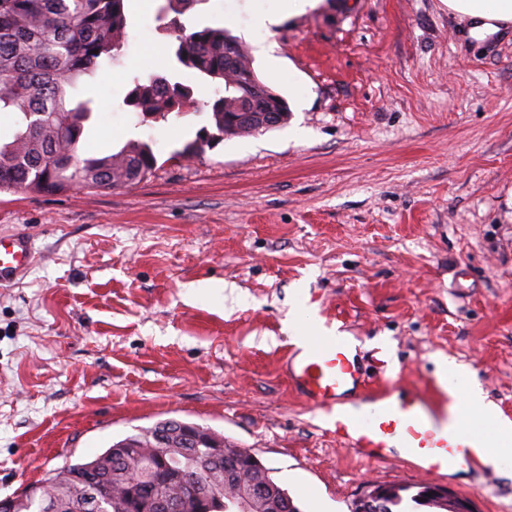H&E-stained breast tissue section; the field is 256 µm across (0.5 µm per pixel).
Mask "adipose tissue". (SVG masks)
I'll list each match as a JSON object with an SVG mask.
<instances>
[{
  "mask_svg": "<svg viewBox=\"0 0 512 512\" xmlns=\"http://www.w3.org/2000/svg\"><path fill=\"white\" fill-rule=\"evenodd\" d=\"M449 10L468 22L470 37L479 39L512 25V0H444ZM442 381L452 403L474 437L475 451L484 463L499 465L512 459V420L497 415L467 367L449 363Z\"/></svg>",
  "mask_w": 512,
  "mask_h": 512,
  "instance_id": "obj_1",
  "label": "adipose tissue"
}]
</instances>
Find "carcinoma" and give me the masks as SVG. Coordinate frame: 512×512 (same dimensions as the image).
<instances>
[{"instance_id": "carcinoma-1", "label": "carcinoma", "mask_w": 512, "mask_h": 512, "mask_svg": "<svg viewBox=\"0 0 512 512\" xmlns=\"http://www.w3.org/2000/svg\"><path fill=\"white\" fill-rule=\"evenodd\" d=\"M128 0H0V112L15 115L16 129L0 140V191L37 194L84 189H118L141 181L154 171L158 158L152 144L128 140L116 152L102 157L79 158L81 138L94 112L93 101L77 100L74 91L84 76L116 63L128 48ZM167 29L174 38L172 71L143 80L137 76L123 104L143 121H164L172 114L202 106L192 85L182 79L186 68L196 76L218 82L211 105L216 132L203 127L173 156L191 160L214 141L255 134L252 127H224V114L240 111L243 84L255 73L246 46L221 27L187 30L171 20ZM289 111L286 99L275 90L256 96L254 121L266 112ZM178 420H166L136 435L115 442L94 459L67 463L40 482L43 500L56 504L54 512H136L150 493L148 471L162 494L172 499L200 494L229 497L234 489L248 487L262 476L274 494L254 501L253 512H276L284 489L253 453L244 451L236 468L226 470L224 460L201 451L196 460L181 464V448H134L115 454L129 441L144 442L151 432ZM386 496L381 512H401L405 501L413 508H438L443 503L428 496V486L405 497L409 488L382 487Z\"/></svg>"}]
</instances>
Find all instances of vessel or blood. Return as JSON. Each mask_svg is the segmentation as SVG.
Returning a JSON list of instances; mask_svg holds the SVG:
<instances>
[{"mask_svg": "<svg viewBox=\"0 0 512 512\" xmlns=\"http://www.w3.org/2000/svg\"><path fill=\"white\" fill-rule=\"evenodd\" d=\"M29 237L0 236V284L22 275L33 261ZM296 391L315 409L329 416L336 439L369 459L403 449L415 471L439 474L448 466L475 464L472 436L464 423L449 424L422 396L390 385L366 397L357 414L341 408L345 396L364 384L363 373L349 345L341 340L311 343L291 368Z\"/></svg>", "mask_w": 512, "mask_h": 512, "instance_id": "vessel-or-blood-1", "label": "vessel or blood"}]
</instances>
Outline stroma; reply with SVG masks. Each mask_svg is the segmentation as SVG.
Wrapping results in <instances>:
<instances>
[{"label": "stroma", "mask_w": 512, "mask_h": 512, "mask_svg": "<svg viewBox=\"0 0 512 512\" xmlns=\"http://www.w3.org/2000/svg\"><path fill=\"white\" fill-rule=\"evenodd\" d=\"M162 0H134L120 63L85 79L80 157L152 142L122 189L0 193V234L35 262L0 285V498L167 419L250 449L301 512H350L369 485H435L512 512V476H432L337 443L288 374L292 312L359 344L370 390L434 403L438 359L512 419V28L482 40L443 0H192L287 100V125L175 150L205 113L141 121L133 76L165 73ZM273 12L277 24H255Z\"/></svg>", "instance_id": "stroma-1"}]
</instances>
